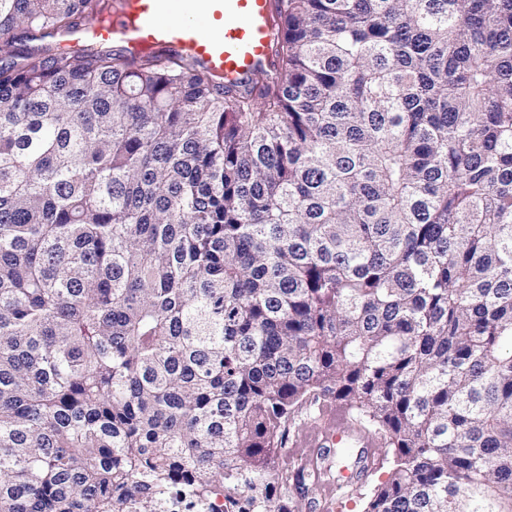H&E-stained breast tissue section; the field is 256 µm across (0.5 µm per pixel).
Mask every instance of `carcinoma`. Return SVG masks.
<instances>
[{"label": "carcinoma", "mask_w": 512, "mask_h": 512, "mask_svg": "<svg viewBox=\"0 0 512 512\" xmlns=\"http://www.w3.org/2000/svg\"><path fill=\"white\" fill-rule=\"evenodd\" d=\"M112 0H0L54 40ZM180 54L0 58V512H296V408L383 436L366 512H512V0H276ZM336 402L332 401H321L312 405H307L298 410L294 415L291 416L288 422V428L283 439L282 449L280 452V463L282 467H288V472L293 474L299 468H306V470H312L310 465H304L301 467L296 463L291 454L293 445L296 442L298 434L306 432L310 426L316 424L319 421V415L323 411L335 410ZM162 512H222L224 498L200 501L189 496L181 487H171L160 496Z\"/></svg>", "instance_id": "1"}]
</instances>
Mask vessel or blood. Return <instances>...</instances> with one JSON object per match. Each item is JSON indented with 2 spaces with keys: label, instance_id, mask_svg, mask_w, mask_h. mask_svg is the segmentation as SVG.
I'll list each match as a JSON object with an SVG mask.
<instances>
[{
  "label": "vessel or blood",
  "instance_id": "vessel-or-blood-1",
  "mask_svg": "<svg viewBox=\"0 0 512 512\" xmlns=\"http://www.w3.org/2000/svg\"><path fill=\"white\" fill-rule=\"evenodd\" d=\"M276 35L275 0H116L110 17L80 27L64 39L66 51L86 43H121L130 56L147 50H172L190 57L239 88L252 75L269 69ZM365 447L349 430L346 414L328 416L310 438L314 448L338 444Z\"/></svg>",
  "mask_w": 512,
  "mask_h": 512
}]
</instances>
